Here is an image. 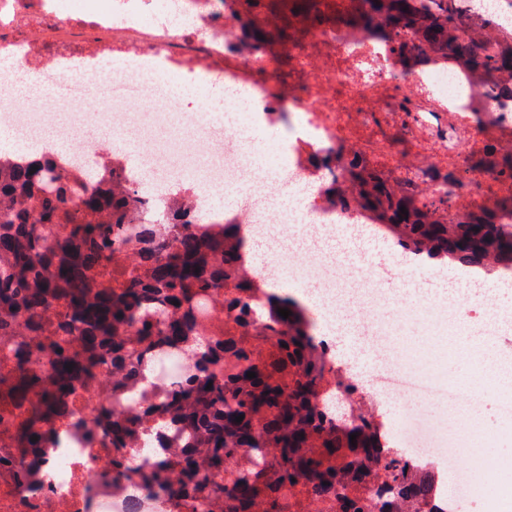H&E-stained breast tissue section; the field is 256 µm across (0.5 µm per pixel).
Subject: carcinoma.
<instances>
[{"instance_id":"obj_1","label":"carcinoma","mask_w":512,"mask_h":512,"mask_svg":"<svg viewBox=\"0 0 512 512\" xmlns=\"http://www.w3.org/2000/svg\"><path fill=\"white\" fill-rule=\"evenodd\" d=\"M323 2L290 0L283 7L262 0L257 12L272 6V18L263 26L250 19L246 37L282 46L311 27L336 25ZM340 2L351 6L344 26L390 36L410 30L432 53L461 59L485 80L512 71V48L485 57L462 41L463 0ZM472 164L512 178V155L494 146ZM345 168L362 204L377 212L402 252L446 257L486 274L512 270V223L499 217L512 212V197L450 224L448 199L422 209L399 180L367 158L353 155ZM110 181L101 189L50 165L39 175L0 165V336L12 335L27 315L33 337L19 349L12 374L0 378V398H37L29 426L17 435L20 447L44 446L45 427L73 383L93 378L98 364H109L115 382L124 383L139 375L142 356L156 343L188 340V317L222 290L224 326L203 351L198 375L148 407L189 431L192 447L140 478L161 491V470L174 469V493L188 504L209 502L216 512H307L311 506L313 512H373L377 484L392 494L378 512H436L439 473L389 447L368 412L341 421L319 404L329 386L349 398L359 390L331 365L296 299L258 293L243 270L238 225L206 227L187 238L178 222L141 221L143 201L122 168L112 166ZM162 239L167 247L160 251ZM129 244L135 258L113 262ZM280 309L291 315L280 316ZM64 335L78 337L81 348L58 345ZM44 351L55 355L47 376L29 367ZM218 360L224 374L215 377L209 370ZM249 372L256 377L247 378ZM130 434L129 425L112 420L117 469L126 467Z\"/></svg>"}]
</instances>
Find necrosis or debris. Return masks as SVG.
<instances>
[{
  "mask_svg": "<svg viewBox=\"0 0 512 512\" xmlns=\"http://www.w3.org/2000/svg\"><path fill=\"white\" fill-rule=\"evenodd\" d=\"M466 3L480 53L512 43V24L503 20L512 0ZM181 5L191 21L177 30L162 19L160 0H83L67 14L60 0H0V58L37 90L22 106L13 82L0 78V129L18 139L6 159H31L58 140L72 142L69 171L119 163L131 186L147 193L145 218H171L175 198H189L188 235L209 223L216 199L243 195L238 221L267 244L260 266L266 280L303 288L329 324L341 315L363 320L388 311V326L367 339L376 366L371 380L390 397L419 403L396 418L391 436L416 464L452 460L463 441L438 426L432 406L450 392L472 402L495 392L511 419L512 359L474 365L471 379L446 387L401 363L393 343L415 324L436 336L474 329L489 342L512 327V308L486 297L477 321L448 297L389 287L387 271L369 253L349 257L347 243L368 213L351 201L344 162L366 156L408 182L422 205L448 195L456 221L493 208L497 195L512 196V180L471 169L468 160L512 129V75L484 82L467 66L433 55L402 69L400 51L419 48L410 33L378 40L318 29L274 51L242 42L248 16L237 0ZM285 55L302 74L287 86L279 70ZM239 72L257 82L251 97L226 100L223 115H215L199 90L211 76ZM92 109L111 137L89 133ZM441 124L451 139L438 137ZM383 127L398 130L409 149L377 136ZM450 176L455 185L447 184ZM198 356L188 341L157 350L145 365L156 395L195 376ZM143 402L139 386L114 392L104 365L92 385L69 395L45 447L22 452L0 443V512H173V496H158L132 473L113 469L112 432L98 420L105 410L135 418L138 430L153 434L156 455H143L141 438L127 445V456H140L142 465L176 455L186 437L174 427L157 434V420L141 416Z\"/></svg>",
  "mask_w": 512,
  "mask_h": 512,
  "instance_id": "obj_1",
  "label": "necrosis or debris"
}]
</instances>
